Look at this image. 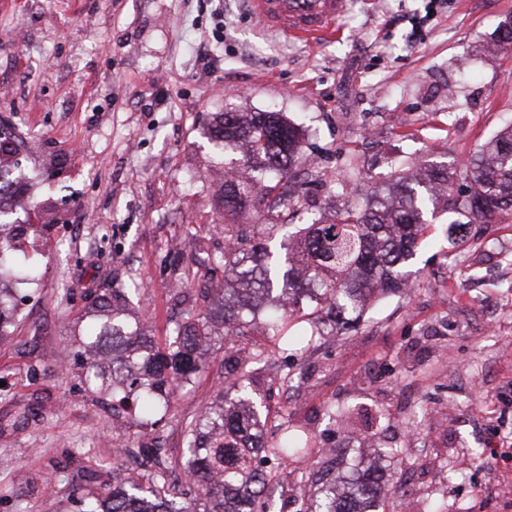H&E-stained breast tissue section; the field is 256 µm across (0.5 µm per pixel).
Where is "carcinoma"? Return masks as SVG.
<instances>
[{"mask_svg":"<svg viewBox=\"0 0 512 512\" xmlns=\"http://www.w3.org/2000/svg\"><path fill=\"white\" fill-rule=\"evenodd\" d=\"M493 43L499 53L512 49L511 18L499 26ZM207 138L224 153L227 166L224 216L253 211L272 229L279 209L306 204L296 175L304 160L298 126L276 112H224L208 128ZM23 144L10 126L0 127V170L14 172V178L0 181V341L17 327L15 286L36 279L34 268L12 258L14 242L35 228L26 219L29 213L44 225L51 223L52 205L34 199L33 177L21 169ZM440 209L461 216L449 223L455 235L471 224L512 219V124L462 164H425L411 174H394L370 187L364 205L343 202L330 220L310 218L301 234H288L282 254L260 243L249 250L241 247L237 225L224 222V287L208 289L206 308L188 310L162 347L152 341L143 320L125 317V295L116 290L97 295L94 324L73 332L74 342L94 357L101 353L111 359L105 369L92 363L87 383L114 401L134 399L141 417L158 421L169 416L175 392L200 369L202 351L213 335L211 309L218 304L235 311L222 323L228 339L244 334L256 320L284 352L334 336L362 318L369 300L407 287V267L416 258L425 216ZM303 322L309 328L295 329ZM245 381L243 375L226 383L218 402L188 427L182 468L197 487L194 500L172 495L176 463L164 449L131 444L119 455L150 468L146 483L132 480L91 489L79 500L80 512H197L201 501L213 503L203 512L264 508L265 491L276 474L254 466L258 454L305 461L309 443L288 432L286 424L276 442L265 441ZM381 476L382 467L375 465L334 479L300 512H375Z\"/></svg>","mask_w":512,"mask_h":512,"instance_id":"carcinoma-1","label":"carcinoma"}]
</instances>
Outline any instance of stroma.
<instances>
[{
  "label": "stroma",
  "mask_w": 512,
  "mask_h": 512,
  "mask_svg": "<svg viewBox=\"0 0 512 512\" xmlns=\"http://www.w3.org/2000/svg\"><path fill=\"white\" fill-rule=\"evenodd\" d=\"M511 15L512 0H348L339 35L307 43L261 26L250 0H0V120L35 141L19 160L56 214L13 251L40 278L0 345V512H76L112 480L99 460L126 444L180 461L185 425L240 373L266 440L285 422L310 439L306 464L280 465L271 512H298L384 448L397 451L384 497L415 512H512V222L478 225L476 249L449 238L448 216L430 218L403 295L272 365L242 359L260 337H213L157 425L88 387L70 341L91 292L123 288L163 344L223 279L210 260L224 252V159L203 136L218 113L303 126L309 200L333 205L352 158L368 175L352 196L363 201L369 178L466 159L512 119V53L479 49ZM36 402L42 420L19 427ZM457 458L470 469L453 473Z\"/></svg>",
  "instance_id": "obj_1"
}]
</instances>
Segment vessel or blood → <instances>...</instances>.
Wrapping results in <instances>:
<instances>
[{
  "label": "vessel or blood",
  "instance_id": "b4317fda",
  "mask_svg": "<svg viewBox=\"0 0 512 512\" xmlns=\"http://www.w3.org/2000/svg\"><path fill=\"white\" fill-rule=\"evenodd\" d=\"M259 19L288 37L315 43L333 38L346 0H252Z\"/></svg>",
  "mask_w": 512,
  "mask_h": 512
}]
</instances>
